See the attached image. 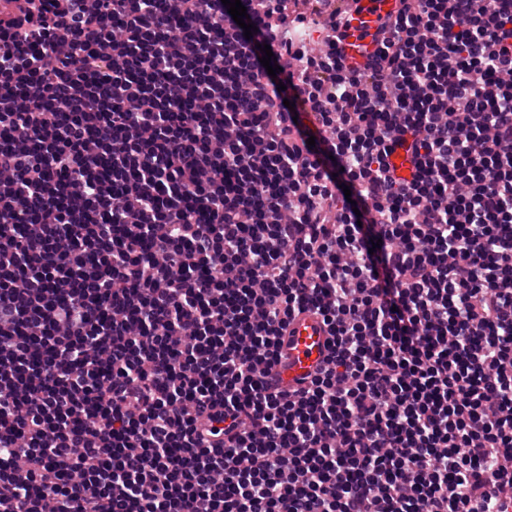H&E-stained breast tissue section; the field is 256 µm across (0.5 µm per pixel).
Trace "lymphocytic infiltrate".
<instances>
[{
  "label": "lymphocytic infiltrate",
  "mask_w": 512,
  "mask_h": 512,
  "mask_svg": "<svg viewBox=\"0 0 512 512\" xmlns=\"http://www.w3.org/2000/svg\"><path fill=\"white\" fill-rule=\"evenodd\" d=\"M241 3L0 0V512H512V0ZM354 4L348 21V36L338 43V47L346 69L360 71L369 64L375 54V37L381 26V19L395 9L396 1L360 0V11H355ZM328 338L327 326L320 316L301 314L288 329V359L278 368V377L288 384L306 377L323 358Z\"/></svg>",
  "instance_id": "f902f5d3"
}]
</instances>
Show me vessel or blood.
<instances>
[{
	"label": "vessel or blood",
	"instance_id": "obj_1",
	"mask_svg": "<svg viewBox=\"0 0 512 512\" xmlns=\"http://www.w3.org/2000/svg\"><path fill=\"white\" fill-rule=\"evenodd\" d=\"M361 8L351 11L347 36L340 44L342 61L347 70L359 71L371 61L381 19L393 11L396 0H360ZM329 338L320 316L307 312L296 318L288 329L287 359L278 369L285 383L306 377L323 357Z\"/></svg>",
	"mask_w": 512,
	"mask_h": 512
}]
</instances>
